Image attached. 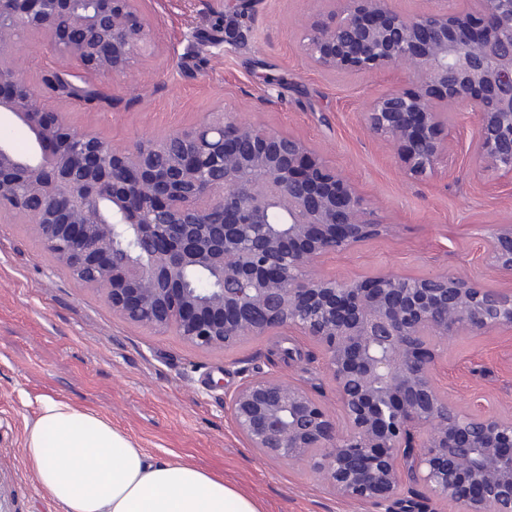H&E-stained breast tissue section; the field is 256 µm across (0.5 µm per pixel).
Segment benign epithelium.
Instances as JSON below:
<instances>
[{"instance_id":"1","label":"benign epithelium","mask_w":512,"mask_h":512,"mask_svg":"<svg viewBox=\"0 0 512 512\" xmlns=\"http://www.w3.org/2000/svg\"><path fill=\"white\" fill-rule=\"evenodd\" d=\"M0 12V116L33 151L0 141V217L29 225L53 260L101 291L113 313L192 346L224 349L293 330L323 352L342 412L306 389L248 374L224 396L260 456L307 466L334 494L383 512L444 500L457 512H512V418L463 412L434 378L438 348L476 331H512V292L445 273L325 277L320 259L396 225L305 138L223 111L131 146L71 128L48 110L17 55L26 31L80 66L61 93L98 97L152 47L140 0H9ZM310 16L304 54L327 74L404 75L362 113L402 169L429 178L453 148L461 109L478 121L477 170L512 178V0H459L401 14L391 0H330ZM167 154V166L153 159ZM223 221L212 223L214 211ZM487 264L512 271V221L486 238ZM191 270L206 273L193 288ZM5 135L8 140L13 144L16 150L20 152H27L31 149V136L25 126L20 123L12 122L2 117V124H0V134Z\"/></svg>"}]
</instances>
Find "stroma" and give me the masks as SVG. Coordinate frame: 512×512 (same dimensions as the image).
<instances>
[{"instance_id": "stroma-1", "label": "stroma", "mask_w": 512, "mask_h": 512, "mask_svg": "<svg viewBox=\"0 0 512 512\" xmlns=\"http://www.w3.org/2000/svg\"><path fill=\"white\" fill-rule=\"evenodd\" d=\"M155 51L125 79L97 77L91 103L59 95L43 79L65 63L31 33L17 47L26 80L68 124L115 144L162 137L221 109L240 120L299 134L366 197L393 235L323 257L327 277L361 279L392 271L446 272L512 290V271L490 269L484 239L512 219V186L478 174L477 119L450 124L446 166L429 180L406 175L364 126L366 102L397 81L328 75L300 45L302 18L330 19L328 0H141ZM224 18L235 45L213 28ZM281 376L338 403L321 349L288 331L228 350L204 351L115 315L102 294L55 264L27 225L0 220V512H55L24 455L25 427L50 395L127 431L156 457L191 462L255 499L262 512H378L336 497L305 466L260 457L224 404L243 374ZM438 387L465 410L483 404L512 417V333H472L440 349Z\"/></svg>"}]
</instances>
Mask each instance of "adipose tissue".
Returning <instances> with one entry per match:
<instances>
[{
    "label": "adipose tissue",
    "instance_id": "1",
    "mask_svg": "<svg viewBox=\"0 0 512 512\" xmlns=\"http://www.w3.org/2000/svg\"><path fill=\"white\" fill-rule=\"evenodd\" d=\"M25 455L59 512H262L223 478L154 457L111 420L50 396L26 427Z\"/></svg>",
    "mask_w": 512,
    "mask_h": 512
}]
</instances>
